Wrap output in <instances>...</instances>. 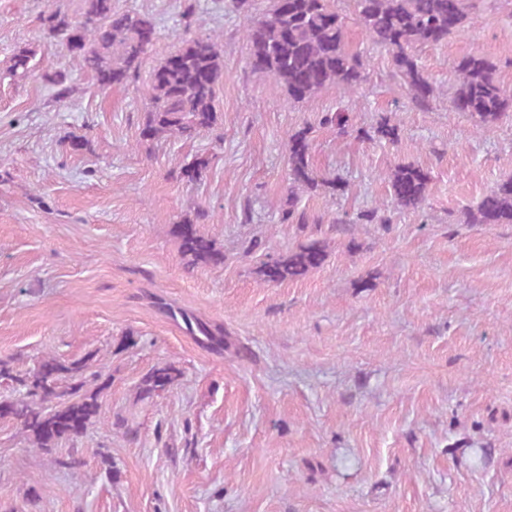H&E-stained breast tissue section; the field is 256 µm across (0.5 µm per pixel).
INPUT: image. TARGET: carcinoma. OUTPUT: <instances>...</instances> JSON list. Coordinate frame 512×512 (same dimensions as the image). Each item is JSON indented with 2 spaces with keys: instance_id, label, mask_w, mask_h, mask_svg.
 I'll return each mask as SVG.
<instances>
[{
  "instance_id": "1",
  "label": "carcinoma",
  "mask_w": 512,
  "mask_h": 512,
  "mask_svg": "<svg viewBox=\"0 0 512 512\" xmlns=\"http://www.w3.org/2000/svg\"><path fill=\"white\" fill-rule=\"evenodd\" d=\"M254 0H231L235 13L251 18L244 30L249 47L248 64L255 73L267 75L286 90L288 103L311 101L323 88L336 85L354 93L367 82V61L347 45V15L334 0H270L261 13L252 15ZM354 20L369 40L391 57L392 76L406 88L411 103L427 109L437 89L419 65L415 50L437 46L472 23L473 0H349ZM190 8L182 12L184 32L176 46L153 70L147 96L148 111L140 131L143 141L161 138H193L214 128L218 121L216 88L224 68L218 35L192 29ZM43 39L77 58L93 81L105 92L115 85L135 81L144 56L158 35L155 20L135 11L118 12L112 0H80L73 15L55 9L40 17ZM36 50L24 47L11 58L9 74L26 79L32 71ZM453 92L448 111L468 115L478 131L496 127L512 108V90L495 77L494 66L483 56L469 53L452 65ZM63 101L73 92L71 77L62 71L45 74ZM350 107L325 112L322 122L347 132ZM310 130L288 135V209L281 220L305 229L321 227L298 207V191L345 189L334 178L318 175L311 164ZM210 158L196 156L182 171L197 179ZM391 203L399 208H417L425 200L430 174L415 164L394 167L387 175ZM466 224H512V178L496 183L474 207L463 209ZM174 235L187 265H218L224 254L213 240L201 234L194 220L175 225ZM327 241L313 237L308 243L260 263L255 273L264 283L298 279L322 267ZM90 358L64 360L48 356L33 369L15 374L0 362V378L23 392L19 400H0V420L13 422L35 448L49 451L59 442L80 437L96 421L106 385L98 372H88ZM173 365L152 369L138 387L141 398L169 390L180 378Z\"/></svg>"
}]
</instances>
